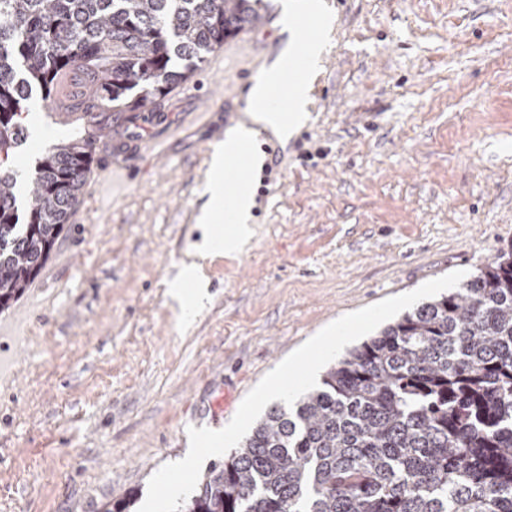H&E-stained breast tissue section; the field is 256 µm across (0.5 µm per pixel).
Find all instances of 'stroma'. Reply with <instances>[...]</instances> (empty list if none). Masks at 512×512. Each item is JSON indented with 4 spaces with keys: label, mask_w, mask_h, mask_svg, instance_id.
Listing matches in <instances>:
<instances>
[{
    "label": "stroma",
    "mask_w": 512,
    "mask_h": 512,
    "mask_svg": "<svg viewBox=\"0 0 512 512\" xmlns=\"http://www.w3.org/2000/svg\"><path fill=\"white\" fill-rule=\"evenodd\" d=\"M333 30L310 78L308 122L270 175L249 172L255 235L205 260L209 302L184 322L168 282L199 238L209 162L246 117L250 90L288 34L283 0L227 40L149 111L100 106L94 164L132 179L80 197L0 322L16 358L0 380V512H101L189 451L188 427L224 428L286 356L341 316L512 242V0H324ZM208 108L197 121L196 107ZM85 134L34 99L10 165ZM156 141L155 158L133 148Z\"/></svg>",
    "instance_id": "1"
}]
</instances>
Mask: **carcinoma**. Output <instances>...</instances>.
Listing matches in <instances>:
<instances>
[{"label": "carcinoma", "instance_id": "obj_1", "mask_svg": "<svg viewBox=\"0 0 512 512\" xmlns=\"http://www.w3.org/2000/svg\"><path fill=\"white\" fill-rule=\"evenodd\" d=\"M264 0H0V312L38 274L90 168L58 145L20 210L3 167L28 102L75 68L144 110ZM180 512H512V244L471 279L349 350L322 387L273 406Z\"/></svg>", "mask_w": 512, "mask_h": 512}]
</instances>
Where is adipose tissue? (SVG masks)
Wrapping results in <instances>:
<instances>
[{"label":"adipose tissue","instance_id":"1","mask_svg":"<svg viewBox=\"0 0 512 512\" xmlns=\"http://www.w3.org/2000/svg\"><path fill=\"white\" fill-rule=\"evenodd\" d=\"M288 8L292 13L315 19L317 35L306 46V67L301 72L296 69L297 44L288 42L252 88L246 120L226 133L223 145L212 155L206 189L208 198L197 218L198 223L204 224L205 231L193 246L196 260L183 266L169 285L170 295L187 318L202 308L207 296L199 280V260L240 251L253 233L249 224L252 198L247 189L246 172L227 168L225 157L252 159L253 148L262 130L270 128L285 135L309 119L306 110L309 74L317 68L332 20L318 0H289ZM288 78L293 81L292 92L283 98L279 89ZM228 194L235 197V204L230 208L224 205V197Z\"/></svg>","mask_w":512,"mask_h":512}]
</instances>
